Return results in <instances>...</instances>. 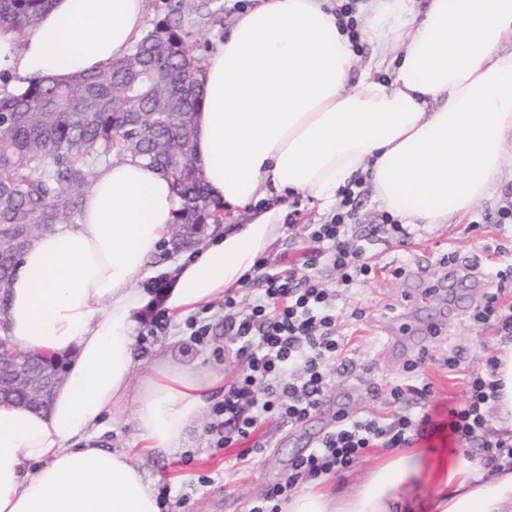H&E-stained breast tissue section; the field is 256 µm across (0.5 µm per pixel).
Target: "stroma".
<instances>
[{"label":"stroma","instance_id":"stroma-1","mask_svg":"<svg viewBox=\"0 0 512 512\" xmlns=\"http://www.w3.org/2000/svg\"><path fill=\"white\" fill-rule=\"evenodd\" d=\"M510 202L512 175L506 173L462 223L414 225L404 245L375 236L372 253L382 271L375 280L341 291L338 312L351 363L333 367L332 387L320 408L299 425L265 422L249 438L246 446L251 452L236 469L229 462L246 446L215 448L209 431L214 416L205 411L199 429L180 453L137 459L164 503L162 512H249L269 488L287 480L294 461L334 425L338 410L385 414L383 390L403 382L405 363L422 351L428 355L424 380L431 393L425 402L412 399L408 406H425L434 419L445 420L448 408L465 398L467 374L484 370L487 359L507 342L493 329L473 322L479 289L471 281L447 278L446 273L449 267L468 265L480 277L487 274L490 261L512 263V224L497 227L484 220ZM293 207L297 223L285 231L273 253L297 260L305 247L304 225L322 223L330 211L308 195L297 197ZM193 316L209 326V335L197 342L185 322H168L158 335L138 341L142 361L135 366V375L146 373L151 356L160 350L176 364L233 376L240 364L232 338L224 332L223 302L203 304ZM451 356L460 362L458 372H449L444 364Z\"/></svg>","mask_w":512,"mask_h":512}]
</instances>
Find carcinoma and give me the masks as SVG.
<instances>
[{
  "label": "carcinoma",
  "mask_w": 512,
  "mask_h": 512,
  "mask_svg": "<svg viewBox=\"0 0 512 512\" xmlns=\"http://www.w3.org/2000/svg\"><path fill=\"white\" fill-rule=\"evenodd\" d=\"M52 0H0V28L35 27ZM196 0H176L124 58L95 74L0 96V305L17 254L34 238L73 224L95 167L138 157L170 170L183 202L171 240L183 244L203 226L224 223L194 161V114L201 60L189 19Z\"/></svg>",
  "instance_id": "carcinoma-1"
}]
</instances>
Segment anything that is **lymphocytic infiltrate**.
Returning <instances> with one entry per match:
<instances>
[{"label":"lymphocytic infiltrate","mask_w":512,"mask_h":512,"mask_svg":"<svg viewBox=\"0 0 512 512\" xmlns=\"http://www.w3.org/2000/svg\"><path fill=\"white\" fill-rule=\"evenodd\" d=\"M361 194V181H351L325 222L305 225L306 273L287 264L285 257H263L245 282L258 290L252 302L245 304L237 294H225L224 330L237 346L235 357L242 367L225 386L223 402L216 408L223 417L213 426L217 447L238 444L271 418L300 424L329 391L327 368L344 358L346 343L338 333L336 295L322 286L314 271L319 264L330 265L339 284L347 288L375 279L377 267L370 255L374 233L353 232ZM424 364L421 358L411 361L406 367L411 382L389 387L386 398L395 409L392 417L338 414L335 425L296 460L288 480L274 485L250 512H279L280 501L300 480L346 470L372 448L409 447L414 435L427 431H447L479 450L485 461L512 464V442L489 433L498 388L496 359H488L486 372L469 373L464 402L449 407L441 422L429 413L416 415L402 409L409 397L423 399L430 393L429 384L420 381Z\"/></svg>","instance_id":"1"}]
</instances>
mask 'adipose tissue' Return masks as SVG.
Masks as SVG:
<instances>
[{"instance_id": "ef3b65f1", "label": "adipose tissue", "mask_w": 512, "mask_h": 512, "mask_svg": "<svg viewBox=\"0 0 512 512\" xmlns=\"http://www.w3.org/2000/svg\"><path fill=\"white\" fill-rule=\"evenodd\" d=\"M145 27V0H53L25 40L0 29L5 90L62 83L123 58ZM364 66L326 0H258L240 13L198 75L194 156L221 227L146 291L149 259L169 240L180 201L138 159L97 169L80 218L16 258L4 333L65 361L50 406L0 404V512H160L134 458L173 454L199 427L224 374L157 355L135 375L136 330L161 304L180 320L243 287L284 233L288 204L331 206L364 177L405 224L460 223L512 154V0H374ZM245 223H236L239 212ZM132 405L122 449L84 446L90 429ZM512 512V468L410 448L340 494L309 486L286 512Z\"/></svg>"}]
</instances>
